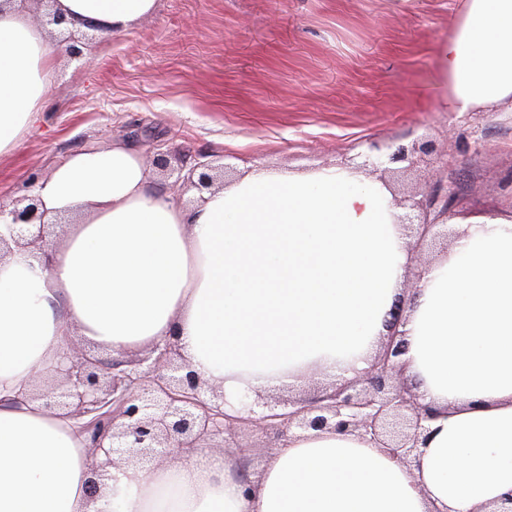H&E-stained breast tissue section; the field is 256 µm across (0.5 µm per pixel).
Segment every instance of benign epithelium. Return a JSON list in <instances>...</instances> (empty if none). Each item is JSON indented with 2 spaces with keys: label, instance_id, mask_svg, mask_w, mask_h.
<instances>
[{
  "label": "benign epithelium",
  "instance_id": "benign-epithelium-1",
  "mask_svg": "<svg viewBox=\"0 0 512 512\" xmlns=\"http://www.w3.org/2000/svg\"><path fill=\"white\" fill-rule=\"evenodd\" d=\"M430 150L426 142L399 145L382 164L405 170L413 166L415 155ZM193 169L198 174L191 184L199 190L224 184V175L212 173L207 164L198 162ZM395 205L408 210L401 223L418 219L419 241H436L451 235L448 214L463 207V197L448 183V169H434L428 190L410 193ZM6 214L12 217L10 238L0 234V261L14 245L46 254L44 214L36 199L0 204V218ZM406 310L405 297H396L381 349L363 375L326 388L311 399L259 396L244 403L246 414L241 416L224 412V392L191 370L172 341L153 345L141 358L118 362L100 360L73 346L69 366L32 395L49 410L85 419L83 430L91 448L87 485L93 499L99 494L107 465L175 461L189 449L218 448L231 457L245 432L279 440L311 431L357 434L409 465L418 444L427 440L426 422L434 413L420 401L416 384L407 375L406 342L400 331Z\"/></svg>",
  "mask_w": 512,
  "mask_h": 512
}]
</instances>
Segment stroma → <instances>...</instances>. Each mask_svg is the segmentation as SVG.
I'll return each mask as SVG.
<instances>
[{
  "label": "stroma",
  "instance_id": "1",
  "mask_svg": "<svg viewBox=\"0 0 512 512\" xmlns=\"http://www.w3.org/2000/svg\"><path fill=\"white\" fill-rule=\"evenodd\" d=\"M465 0H157L129 30L61 54L40 123L0 155V203L75 151L135 135L145 155L311 173L416 141L393 198L447 167L461 217L512 214V112H444L436 65Z\"/></svg>",
  "mask_w": 512,
  "mask_h": 512
}]
</instances>
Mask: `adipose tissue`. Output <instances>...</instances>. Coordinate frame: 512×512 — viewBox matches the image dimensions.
Listing matches in <instances>:
<instances>
[{
  "label": "adipose tissue",
  "instance_id": "obj_1",
  "mask_svg": "<svg viewBox=\"0 0 512 512\" xmlns=\"http://www.w3.org/2000/svg\"><path fill=\"white\" fill-rule=\"evenodd\" d=\"M52 5L114 34L156 0ZM58 49L21 0H0V155L37 123ZM436 63L447 111L512 102V0H467ZM34 196L47 217L84 219L50 257L17 248L0 262V512H485L512 492V217L454 225L421 273L404 359L437 416L412 465L317 432L288 437L251 492L215 453L106 468L93 498L80 423L29 396L72 338L117 357L174 339L237 415L244 394L368 368L407 238L384 182L255 168L187 207L122 140L70 154Z\"/></svg>",
  "mask_w": 512,
  "mask_h": 512
}]
</instances>
